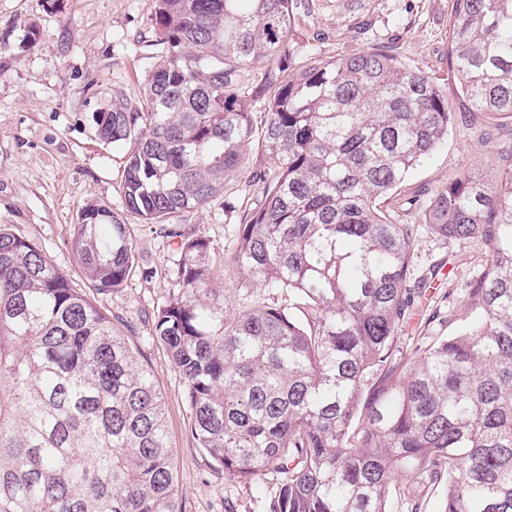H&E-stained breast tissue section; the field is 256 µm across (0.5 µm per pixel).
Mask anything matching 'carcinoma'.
<instances>
[{
    "instance_id": "obj_1",
    "label": "carcinoma",
    "mask_w": 512,
    "mask_h": 512,
    "mask_svg": "<svg viewBox=\"0 0 512 512\" xmlns=\"http://www.w3.org/2000/svg\"><path fill=\"white\" fill-rule=\"evenodd\" d=\"M450 73L474 112L512 121V0H453ZM293 0H156L144 96L98 113L125 149V214L88 203L71 250L99 291L135 271L128 218L177 245L179 287L154 339L184 382L188 429L240 482L281 477L271 512H396L410 476L446 482L442 512H512V169L434 193L429 231L488 247L468 286L479 317L406 356L422 286L416 237L381 209L448 136L429 76L364 50L296 62ZM267 69L251 89L244 66ZM265 100L274 176L234 230L236 305L210 287L209 239L168 220L245 171L249 101ZM0 512H183L153 375L34 243L0 224Z\"/></svg>"
}]
</instances>
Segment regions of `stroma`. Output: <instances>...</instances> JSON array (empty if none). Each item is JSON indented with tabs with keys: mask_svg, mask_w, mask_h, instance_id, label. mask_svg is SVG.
<instances>
[{
	"mask_svg": "<svg viewBox=\"0 0 512 512\" xmlns=\"http://www.w3.org/2000/svg\"><path fill=\"white\" fill-rule=\"evenodd\" d=\"M294 42L304 53L344 57L371 47L397 54L407 66L433 78L460 102L448 78L451 0H295ZM155 0H0V224L40 246L74 285L112 320L139 361L154 373L163 394L185 512H271L280 479L244 483L225 477L198 448L187 423L183 384L163 348L153 342V315L176 286L169 269L176 258L170 238L135 226L138 264L118 291L101 294L84 277L70 247L79 209L98 202L120 213L122 149L102 143L95 118L113 99L138 104L145 72L158 47L150 17ZM36 23V41L27 37ZM512 164V123L466 118L403 183L392 210L397 223L418 227L413 279L431 280L406 324L400 347L412 353L416 337L431 335L424 323L435 302L447 300V333L470 322L463 282L488 258L478 242L467 246L432 235L423 204L437 190L473 170L496 181ZM266 158L252 143L248 171L226 180L219 200L181 214L179 224L207 237L213 249V287L231 289L224 272L231 230L239 214L260 197L253 176L265 172Z\"/></svg>",
	"mask_w": 512,
	"mask_h": 512,
	"instance_id": "stroma-1",
	"label": "stroma"
}]
</instances>
